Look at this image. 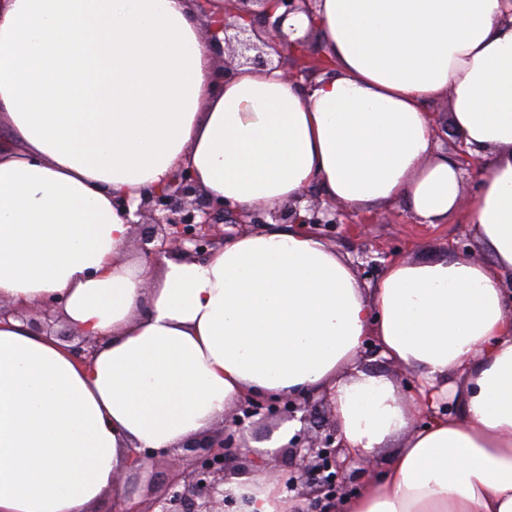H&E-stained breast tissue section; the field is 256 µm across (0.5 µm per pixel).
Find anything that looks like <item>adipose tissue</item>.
<instances>
[{
	"label": "adipose tissue",
	"instance_id": "obj_1",
	"mask_svg": "<svg viewBox=\"0 0 512 512\" xmlns=\"http://www.w3.org/2000/svg\"><path fill=\"white\" fill-rule=\"evenodd\" d=\"M281 31L318 33L329 69L225 74L193 0H0V305L60 299L99 342L84 362L0 321V512H91L124 495L134 452H175L248 396L322 389L350 453L402 442L342 512H512V0H315ZM444 96L478 162L468 218L488 262L397 260L367 288L295 224L131 259L117 199L137 208L183 168L243 213L315 186L443 223L462 193L426 110ZM368 336L418 372L412 401L359 369ZM451 398L460 415L431 418ZM224 490L284 512L268 475Z\"/></svg>",
	"mask_w": 512,
	"mask_h": 512
}]
</instances>
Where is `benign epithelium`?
<instances>
[{
	"mask_svg": "<svg viewBox=\"0 0 512 512\" xmlns=\"http://www.w3.org/2000/svg\"><path fill=\"white\" fill-rule=\"evenodd\" d=\"M312 0H234L224 17L210 21L206 39L214 53L233 48L234 54L253 69L272 65L263 56L260 45L275 47L284 41L279 22L270 18L277 7L285 13L310 10ZM250 22L244 26L240 19ZM224 33V39L218 34ZM255 55H250V52ZM307 215L300 216L299 208L284 205L273 209H258L241 213L235 208L211 199L201 192L193 172L184 168L170 184L161 190L144 193L135 215L157 226L139 240L140 254L148 261L176 251L186 257L207 253L224 243L220 221L246 224H300L315 229L330 224L351 223L350 214L334 206L319 202L306 205ZM14 316L34 327L40 322L58 321L57 303L47 301L38 310L39 318H26V311L0 306V318ZM58 338L74 342L71 350L79 357L88 358L95 352L96 340L60 334ZM330 402V393L289 395L278 399L252 395L244 400L227 420L223 429L205 439L194 440L183 446V453L164 459L167 479L159 491L148 488L141 499L132 497L113 504L114 512H226L224 506H239L238 500L224 492L226 467L231 457L251 454L244 444L243 425L256 416L295 418L304 422L315 407ZM288 456L276 476L287 489L300 491L310 497L316 507H333L352 487L358 475L349 470L353 458L346 453L337 438L336 428H326L314 436L295 434L288 442Z\"/></svg>",
	"mask_w": 512,
	"mask_h": 512,
	"instance_id": "benign-epithelium-1",
	"label": "benign epithelium"
}]
</instances>
